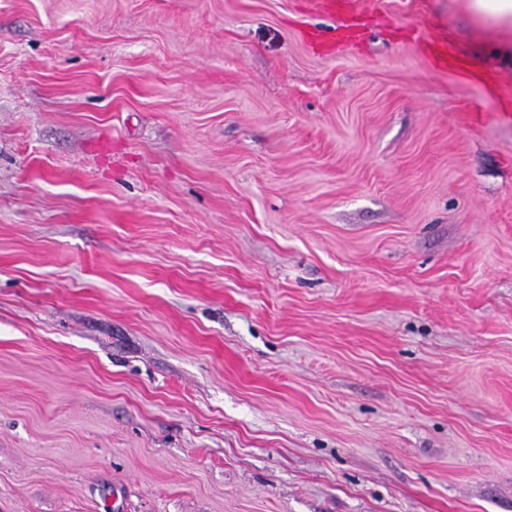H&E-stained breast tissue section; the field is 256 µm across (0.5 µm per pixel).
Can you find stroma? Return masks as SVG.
<instances>
[{"label": "stroma", "instance_id": "stroma-1", "mask_svg": "<svg viewBox=\"0 0 512 512\" xmlns=\"http://www.w3.org/2000/svg\"><path fill=\"white\" fill-rule=\"evenodd\" d=\"M332 26L0 0V512H512V34ZM422 52L435 70L449 71L462 81L479 86L488 95H493L499 89L493 78L480 74L468 62L460 59L444 37L425 41Z\"/></svg>", "mask_w": 512, "mask_h": 512}]
</instances>
